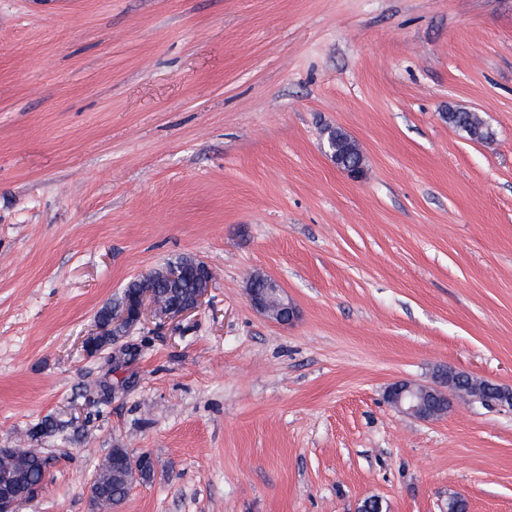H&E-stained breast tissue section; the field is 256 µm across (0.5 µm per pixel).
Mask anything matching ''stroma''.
<instances>
[{
  "instance_id": "stroma-1",
  "label": "stroma",
  "mask_w": 512,
  "mask_h": 512,
  "mask_svg": "<svg viewBox=\"0 0 512 512\" xmlns=\"http://www.w3.org/2000/svg\"><path fill=\"white\" fill-rule=\"evenodd\" d=\"M182 256L207 305L86 356ZM445 366L512 391V0H0V448L51 460L20 512H94L115 448L155 465L115 512H512V407L385 398ZM446 119L449 126L464 132L471 141L485 142L494 136L492 129L476 112L461 109L449 110L446 113ZM336 140V145L333 142L326 143L324 148L326 152L331 155V150H336V155H340L343 160L354 162L357 159H362L364 164L363 156H361L358 147L354 143H348L346 135L341 129H332L328 132L326 141ZM270 282L275 287V290L281 295L283 298L281 301V306L279 309V313L275 318H270L268 316V309H267V303L266 300L256 291H254L252 288H246V300L249 304V306L259 315L264 316L266 318L272 319L280 324H292L295 321L298 320L300 315V310L298 308L297 303L294 301L293 298L288 296V294L281 289V286L274 280L270 279ZM268 279L262 275H254L251 277V279L248 281V283L251 286H255V288L262 289L266 283L268 282Z\"/></svg>"
}]
</instances>
